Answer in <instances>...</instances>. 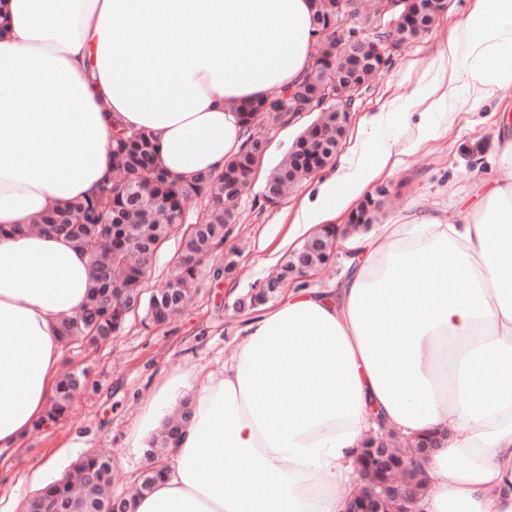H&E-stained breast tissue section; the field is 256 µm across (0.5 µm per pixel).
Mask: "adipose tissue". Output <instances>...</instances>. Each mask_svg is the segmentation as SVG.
I'll list each match as a JSON object with an SVG mask.
<instances>
[{
    "label": "adipose tissue",
    "instance_id": "ef3b65f1",
    "mask_svg": "<svg viewBox=\"0 0 512 512\" xmlns=\"http://www.w3.org/2000/svg\"><path fill=\"white\" fill-rule=\"evenodd\" d=\"M0 449L42 424L62 323L87 302L89 256L33 218L112 173L116 128L150 130L172 175L217 173L245 129L238 105L292 88L317 54L312 0H0ZM448 85L423 138L461 96L512 90V0H477L439 53ZM372 132L321 174L292 227L316 233L386 168ZM334 288H287L245 320L220 374L148 404L193 412L135 512H344L379 418L405 439L447 434L416 512H512V184L456 209L409 210L352 234Z\"/></svg>",
    "mask_w": 512,
    "mask_h": 512
}]
</instances>
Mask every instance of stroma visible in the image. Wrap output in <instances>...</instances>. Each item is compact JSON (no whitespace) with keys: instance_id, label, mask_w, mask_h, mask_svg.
Segmentation results:
<instances>
[{"instance_id":"obj_1","label":"stroma","mask_w":512,"mask_h":512,"mask_svg":"<svg viewBox=\"0 0 512 512\" xmlns=\"http://www.w3.org/2000/svg\"><path fill=\"white\" fill-rule=\"evenodd\" d=\"M474 3L447 0L446 11L429 35L395 54L377 79L359 91L340 152L348 151L372 116L388 111L391 104L417 100L423 86L439 78V50ZM314 118V113L300 112L290 123L264 131V166L238 200L237 223L227 228L225 249L239 251L232 274L217 280L209 266H202L192 303L169 323L148 328L134 313L111 340L65 347L63 369L85 374L84 389L68 414L34 432L19 447L0 451V496L19 479L28 492H36L93 450L111 454L115 494L132 484L143 466V453L130 449L129 436L143 417L148 398L185 371L220 372L236 347L242 322L235 302L265 279L269 259L284 258L302 244L289 233L312 181L301 183L275 204L265 202L263 190L269 168ZM496 121L493 104L466 99L442 119L444 132L439 138L420 142L415 124L393 119L383 135L393 145L395 166L367 188L371 195L385 192L379 223H392L416 203L441 213L458 205L477 182L500 179ZM49 456L57 458L56 470L38 476L42 460Z\"/></svg>"}]
</instances>
